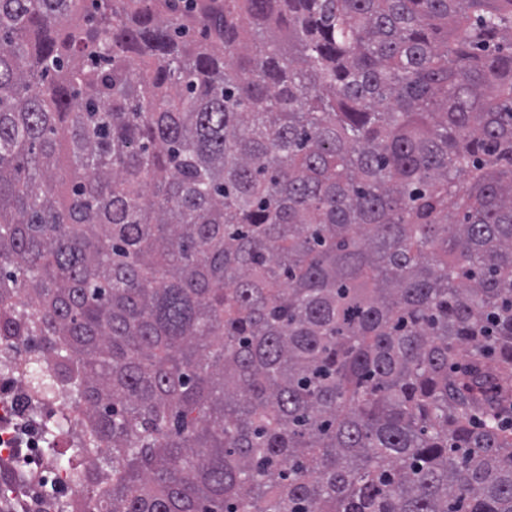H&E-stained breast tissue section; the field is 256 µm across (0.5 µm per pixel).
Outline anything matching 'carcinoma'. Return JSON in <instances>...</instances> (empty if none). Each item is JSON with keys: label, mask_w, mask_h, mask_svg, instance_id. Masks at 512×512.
Segmentation results:
<instances>
[{"label": "carcinoma", "mask_w": 512, "mask_h": 512, "mask_svg": "<svg viewBox=\"0 0 512 512\" xmlns=\"http://www.w3.org/2000/svg\"><path fill=\"white\" fill-rule=\"evenodd\" d=\"M0 370L47 512H512V0H0ZM23 383L13 374L0 371V454H17L31 470L41 471L48 483L70 487L74 475L65 471L44 469L43 423L47 419H60L61 412L54 406L43 404L38 412H32V402L24 398Z\"/></svg>", "instance_id": "1"}]
</instances>
